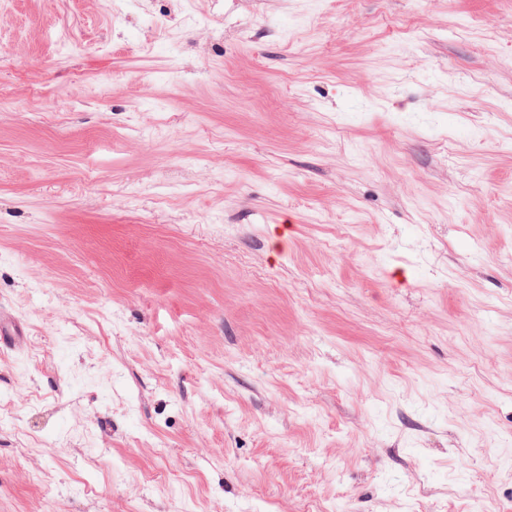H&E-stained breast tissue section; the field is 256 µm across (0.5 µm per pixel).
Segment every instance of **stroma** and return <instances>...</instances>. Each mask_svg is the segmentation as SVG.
<instances>
[{
  "label": "stroma",
  "mask_w": 512,
  "mask_h": 512,
  "mask_svg": "<svg viewBox=\"0 0 512 512\" xmlns=\"http://www.w3.org/2000/svg\"><path fill=\"white\" fill-rule=\"evenodd\" d=\"M0 512H512V0H0Z\"/></svg>",
  "instance_id": "obj_1"
}]
</instances>
